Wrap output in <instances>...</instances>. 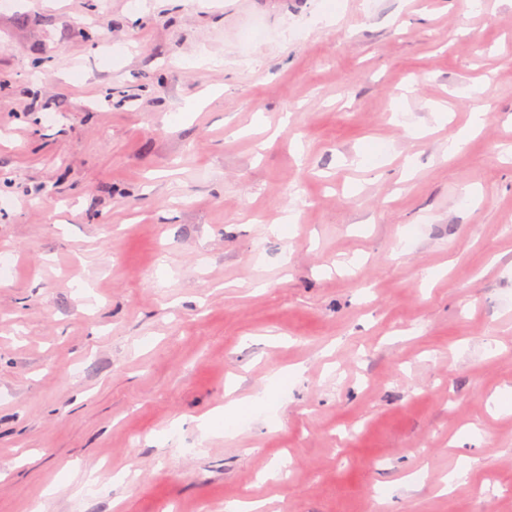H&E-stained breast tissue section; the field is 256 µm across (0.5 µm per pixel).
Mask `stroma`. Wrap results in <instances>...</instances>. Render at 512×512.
I'll list each match as a JSON object with an SVG mask.
<instances>
[{
  "label": "stroma",
  "mask_w": 512,
  "mask_h": 512,
  "mask_svg": "<svg viewBox=\"0 0 512 512\" xmlns=\"http://www.w3.org/2000/svg\"><path fill=\"white\" fill-rule=\"evenodd\" d=\"M247 500L512 512V0L0 8V512ZM487 113L484 111L474 112L466 126L461 128L452 141L448 144V154H455L462 150L471 136L479 129H482L486 121Z\"/></svg>",
  "instance_id": "1"
}]
</instances>
